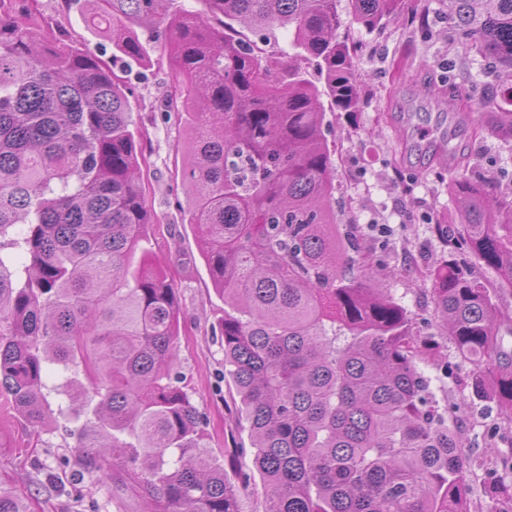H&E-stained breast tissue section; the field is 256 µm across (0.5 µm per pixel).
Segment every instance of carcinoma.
I'll list each match as a JSON object with an SVG mask.
<instances>
[{
  "instance_id": "cac0c4a2",
  "label": "carcinoma",
  "mask_w": 512,
  "mask_h": 512,
  "mask_svg": "<svg viewBox=\"0 0 512 512\" xmlns=\"http://www.w3.org/2000/svg\"><path fill=\"white\" fill-rule=\"evenodd\" d=\"M19 0H0V389L34 428L80 422L86 472L132 492L146 512H239L212 463L200 418L174 371L181 310L175 284L145 247L154 223L140 182L129 89L76 40H53ZM464 55L494 69L478 118L512 142V0H443ZM168 19L187 116L189 223L224 313V363L239 399L267 512H469L459 433L434 405L418 362L438 343L355 265L363 235L339 228L328 112L362 104L358 47L407 0H203ZM158 0L93 7L91 27L141 57L114 14L159 13ZM294 53H269L265 26ZM324 75V89L304 66ZM455 209L434 225L449 258L427 268L435 316L467 386L512 417V350L494 293L457 255L456 238L512 290V197L485 180L448 185ZM461 224L454 234L449 225ZM139 261H134L136 254ZM89 388L52 407L47 365ZM91 416L80 417L85 411ZM0 512H30L0 479Z\"/></svg>"
}]
</instances>
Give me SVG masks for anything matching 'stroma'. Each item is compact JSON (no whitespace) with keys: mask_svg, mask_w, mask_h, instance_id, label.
Returning a JSON list of instances; mask_svg holds the SVG:
<instances>
[{"mask_svg":"<svg viewBox=\"0 0 512 512\" xmlns=\"http://www.w3.org/2000/svg\"><path fill=\"white\" fill-rule=\"evenodd\" d=\"M56 37H71L123 76L138 138L147 159L143 169L146 204L156 218L148 247L156 263L171 275L181 308L176 372L187 384L201 418L204 444L239 490L240 512H266L267 497L252 463L250 436L238 421V404L224 374V300L212 288L195 228L188 222L189 191L180 177L186 159L184 116L168 111L167 99L177 73L168 51L164 23L137 18L122 25L139 42L146 59L134 63L121 56L109 37L85 21L88 0H38ZM430 19L428 31L403 20L375 33L354 23L344 30L359 45L356 65L364 77V102L353 121L329 120L325 131L336 172V221L340 224L389 225L380 241L365 236V245L383 249L393 269L382 287L414 316L421 336H436L439 355L420 364L431 380L430 391L450 426L464 436L468 460L471 512H512V500L492 492L490 472L512 475V421L497 402L475 397L466 385L471 366L460 361L450 337L433 322L428 282L412 264L433 265L448 253L431 227L446 215L448 185L461 176L488 180L494 190L512 195V142L476 133L475 123L456 124L436 97L448 77H455L471 106H478L492 78L487 63L463 56L444 0H418ZM414 132L429 130L438 145L462 156L461 167L448 168L428 154L400 155L395 124ZM0 478L31 498V512H141L140 500L117 505L112 485L86 473L78 463L68 428L32 429L15 409L12 396L0 389Z\"/></svg>","mask_w":512,"mask_h":512,"instance_id":"obj_1","label":"stroma"}]
</instances>
